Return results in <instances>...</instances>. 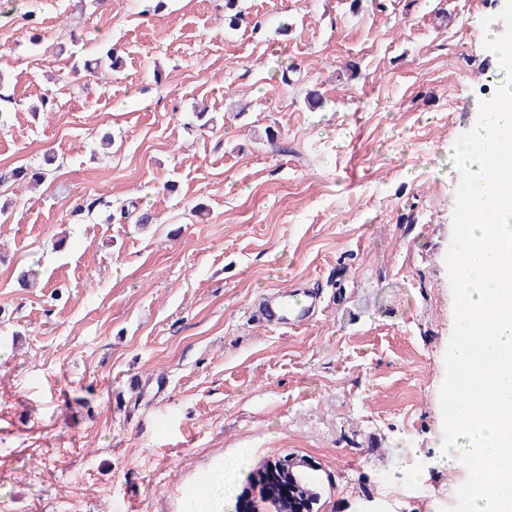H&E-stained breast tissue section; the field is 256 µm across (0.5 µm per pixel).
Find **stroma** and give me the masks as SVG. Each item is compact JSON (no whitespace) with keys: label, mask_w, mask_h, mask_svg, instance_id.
Masks as SVG:
<instances>
[{"label":"stroma","mask_w":512,"mask_h":512,"mask_svg":"<svg viewBox=\"0 0 512 512\" xmlns=\"http://www.w3.org/2000/svg\"><path fill=\"white\" fill-rule=\"evenodd\" d=\"M236 5L232 28L224 0H0V512H180L240 448L224 512L287 454L318 512L456 503L452 150L497 89L504 4ZM109 47L110 80H70ZM48 152L38 188L4 180ZM293 288L319 297L307 324L255 317Z\"/></svg>","instance_id":"obj_1"}]
</instances>
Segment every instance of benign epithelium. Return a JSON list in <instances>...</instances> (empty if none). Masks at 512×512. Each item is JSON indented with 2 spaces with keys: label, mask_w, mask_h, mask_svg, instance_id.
<instances>
[{
  "label": "benign epithelium",
  "mask_w": 512,
  "mask_h": 512,
  "mask_svg": "<svg viewBox=\"0 0 512 512\" xmlns=\"http://www.w3.org/2000/svg\"><path fill=\"white\" fill-rule=\"evenodd\" d=\"M317 469L309 461L295 455L273 458L264 464V495L258 498L254 512H282L288 501L290 512H314L318 496L310 489Z\"/></svg>",
  "instance_id": "7a95c632"
}]
</instances>
